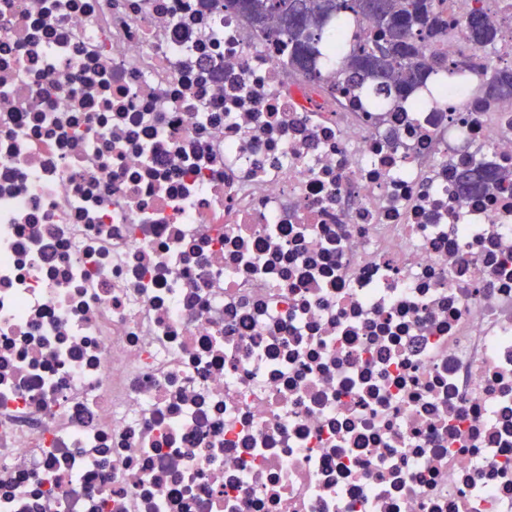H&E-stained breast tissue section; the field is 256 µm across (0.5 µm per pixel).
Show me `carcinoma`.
Segmentation results:
<instances>
[{"instance_id":"cac0c4a2","label":"carcinoma","mask_w":512,"mask_h":512,"mask_svg":"<svg viewBox=\"0 0 512 512\" xmlns=\"http://www.w3.org/2000/svg\"><path fill=\"white\" fill-rule=\"evenodd\" d=\"M441 0H218L224 11L244 17L288 56V71L309 81L321 79L318 59H335L336 72L346 83L367 89L397 102L430 75L466 69L474 62H448L444 55L430 54L425 46L448 34V16ZM464 27L469 41L479 51L494 48L501 32L484 11L469 12ZM512 98V67L498 68L488 80L477 111ZM512 178L499 166L483 162L453 172L460 193L466 197L484 194L491 185Z\"/></svg>"}]
</instances>
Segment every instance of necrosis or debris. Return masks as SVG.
<instances>
[{
  "label": "necrosis or debris",
  "instance_id": "obj_1",
  "mask_svg": "<svg viewBox=\"0 0 512 512\" xmlns=\"http://www.w3.org/2000/svg\"><path fill=\"white\" fill-rule=\"evenodd\" d=\"M512 63V0L436 49ZM215 0H0V512H512V101L378 111ZM464 27L469 41L481 52H485L487 48L493 49L501 38V32L489 23L481 8L469 12ZM506 177H510L512 185V171L508 173L504 168L489 166L484 162L472 168L453 172V178L460 193L466 197L484 194L491 185L502 183Z\"/></svg>",
  "mask_w": 512,
  "mask_h": 512
}]
</instances>
